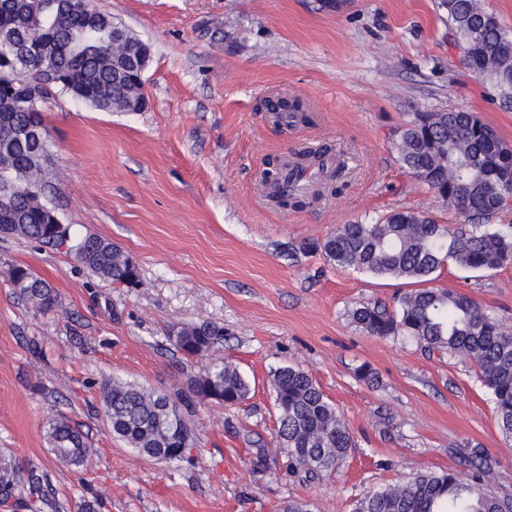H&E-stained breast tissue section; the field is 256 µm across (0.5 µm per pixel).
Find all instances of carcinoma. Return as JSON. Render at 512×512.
<instances>
[{
    "label": "carcinoma",
    "instance_id": "obj_1",
    "mask_svg": "<svg viewBox=\"0 0 512 512\" xmlns=\"http://www.w3.org/2000/svg\"><path fill=\"white\" fill-rule=\"evenodd\" d=\"M56 0H0V31L11 33L20 50L17 67L7 71L8 51L0 46V225L7 234L58 247L70 237L47 223L52 208L31 194L41 185L49 160L48 140L30 139L20 129L44 125L39 112H24L9 102L34 92H69L103 112H123L143 97L133 70L135 44L114 42L120 26L95 7L60 13ZM456 42L470 47L466 67L490 83L505 106L512 105V35L503 30L481 0H441ZM275 121H308L297 100L279 97L266 104ZM397 161L406 172L448 201L465 223L454 229L435 218L410 211L379 217L371 224H343L305 251L320 252L343 269L374 277L428 282L451 263L464 271H491L512 263V232L494 230L489 220L512 204V146L474 113L464 109L414 112L396 132ZM319 172L312 193L284 189L289 165L266 163L262 180L295 207L318 197L320 187L338 191L343 168L327 162V152L309 154ZM74 258L97 278L127 288L139 284L138 270L116 243L87 234L68 246ZM9 281L19 297L36 310L56 303L53 288L31 268L15 266ZM351 322L370 336H406L434 352L463 355L475 363L491 393L500 431L512 440V325L467 294L439 288L405 292L388 305L360 303ZM168 340L185 360L224 340V327L212 322L174 325ZM189 395L173 400L144 385L113 380L102 387V408L113 436L141 453L166 462L190 459L193 434L186 414L195 401L228 406L242 403L249 380L230 363L191 375ZM278 412L277 442L288 449V466L304 478L332 473L353 447L341 413L312 378L297 366L272 372ZM47 438L59 463L80 465L91 448L86 436L61 418L49 425ZM487 474L477 465L471 478L455 470H427L359 499L354 512H507L512 501L483 493ZM52 504L46 472L21 464L0 450V507L4 512H41Z\"/></svg>",
    "mask_w": 512,
    "mask_h": 512
}]
</instances>
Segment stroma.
Wrapping results in <instances>:
<instances>
[{
	"mask_svg": "<svg viewBox=\"0 0 512 512\" xmlns=\"http://www.w3.org/2000/svg\"><path fill=\"white\" fill-rule=\"evenodd\" d=\"M148 42L147 106L101 112L65 93L39 108L49 131L47 200L72 236L118 244L140 283L90 276L66 248L0 237V448L44 470L59 512H352L367 492L483 455V491L512 499V447L476 366L416 341L370 336L357 304L392 302L405 279L375 278L304 251L337 226L412 211L457 224L446 202L404 172L394 133L409 114L463 108L512 145V108L458 59L441 0H93ZM286 94L307 124L263 108ZM323 143L345 169L334 196L292 208L258 171L270 156ZM30 267L58 296L40 312L9 283ZM434 287L460 291L512 322V264L445 266ZM212 322L224 340L188 373L232 362L251 392L196 403L187 462H160L112 436L100 386L115 378L187 394L166 331ZM301 367L343 415L354 446L341 470L306 481L276 444L271 373ZM376 378L368 384L359 366ZM65 418L87 435L83 466L46 439ZM265 470L249 463L256 450Z\"/></svg>",
	"mask_w": 512,
	"mask_h": 512,
	"instance_id": "1",
	"label": "stroma"
}]
</instances>
